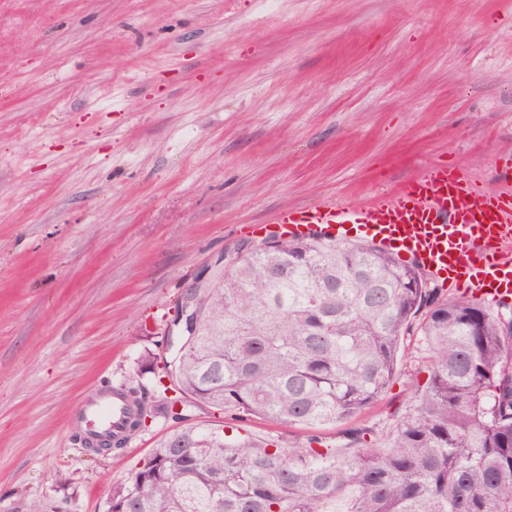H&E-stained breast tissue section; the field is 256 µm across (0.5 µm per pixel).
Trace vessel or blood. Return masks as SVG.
I'll list each match as a JSON object with an SVG mask.
<instances>
[{
	"mask_svg": "<svg viewBox=\"0 0 512 512\" xmlns=\"http://www.w3.org/2000/svg\"><path fill=\"white\" fill-rule=\"evenodd\" d=\"M277 222L292 236L321 231L336 241L351 235L371 240L479 298L512 295V195L480 189L445 165L367 205L291 209ZM82 417L88 440L123 432L111 389L87 402Z\"/></svg>",
	"mask_w": 512,
	"mask_h": 512,
	"instance_id": "1",
	"label": "vessel or blood"
}]
</instances>
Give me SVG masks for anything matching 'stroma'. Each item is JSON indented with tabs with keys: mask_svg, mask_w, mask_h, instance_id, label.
<instances>
[{
	"mask_svg": "<svg viewBox=\"0 0 512 512\" xmlns=\"http://www.w3.org/2000/svg\"><path fill=\"white\" fill-rule=\"evenodd\" d=\"M512 157V0H0V512H105L175 422L85 454L102 386L162 396L182 292L293 208L364 204L428 167L489 192ZM429 360L401 346L355 423L377 447ZM190 423L288 445V427L203 407Z\"/></svg>",
	"mask_w": 512,
	"mask_h": 512,
	"instance_id": "stroma-1",
	"label": "stroma"
}]
</instances>
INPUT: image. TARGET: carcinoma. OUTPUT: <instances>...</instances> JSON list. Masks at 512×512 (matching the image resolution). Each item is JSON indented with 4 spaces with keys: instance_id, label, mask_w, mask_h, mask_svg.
<instances>
[{
    "instance_id": "cac0c4a2",
    "label": "carcinoma",
    "mask_w": 512,
    "mask_h": 512,
    "mask_svg": "<svg viewBox=\"0 0 512 512\" xmlns=\"http://www.w3.org/2000/svg\"><path fill=\"white\" fill-rule=\"evenodd\" d=\"M197 306L196 335L143 356L175 392L164 418L207 406L285 426L351 420L391 387L419 315L428 377L388 448L358 427L339 450L189 426L114 489L112 512H512V306L444 294L373 245L295 237L224 266ZM121 398L132 434L144 401Z\"/></svg>"
}]
</instances>
